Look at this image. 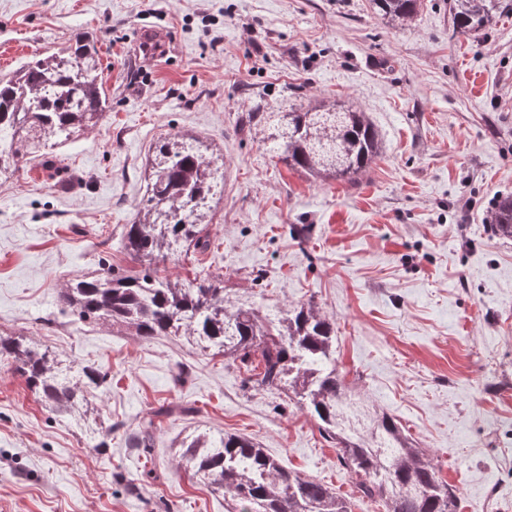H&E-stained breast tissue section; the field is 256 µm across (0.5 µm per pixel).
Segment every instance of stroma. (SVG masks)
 I'll list each match as a JSON object with an SVG mask.
<instances>
[{
  "instance_id": "35a3bbf8",
  "label": "stroma",
  "mask_w": 512,
  "mask_h": 512,
  "mask_svg": "<svg viewBox=\"0 0 512 512\" xmlns=\"http://www.w3.org/2000/svg\"><path fill=\"white\" fill-rule=\"evenodd\" d=\"M77 32L112 108L0 178V334L105 372L90 402L112 434L99 447L98 428L50 413L0 359V512H227L180 460L199 432L256 439L352 512H381L288 390H254L186 340L62 313L67 281L140 270L122 230L155 142L184 131L223 147L224 183L207 249L167 275L221 279L230 304L268 318L314 304L347 389L430 457L458 512H512V240L490 227L512 194V11L473 41L453 35L447 0L403 30L369 0H0V78ZM260 99L355 106L383 151L354 181L288 169L239 123Z\"/></svg>"
}]
</instances>
